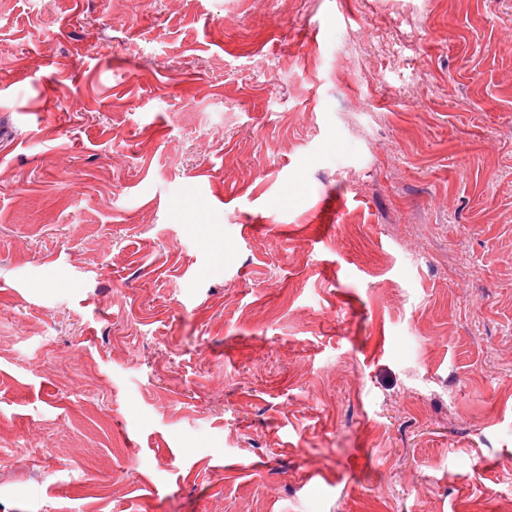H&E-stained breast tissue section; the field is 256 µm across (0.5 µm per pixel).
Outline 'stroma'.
<instances>
[{
    "mask_svg": "<svg viewBox=\"0 0 512 512\" xmlns=\"http://www.w3.org/2000/svg\"><path fill=\"white\" fill-rule=\"evenodd\" d=\"M0 512H512V0H0Z\"/></svg>",
    "mask_w": 512,
    "mask_h": 512,
    "instance_id": "stroma-1",
    "label": "stroma"
}]
</instances>
